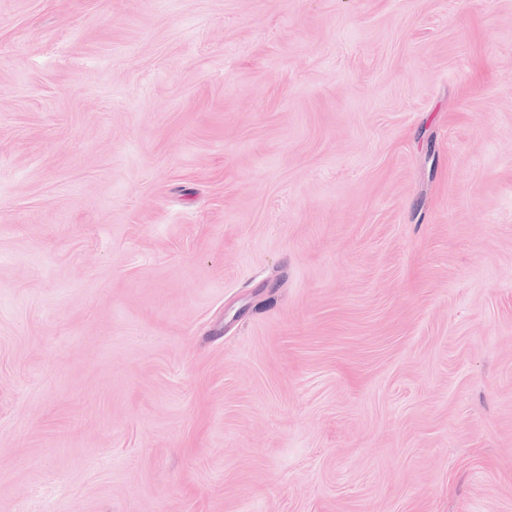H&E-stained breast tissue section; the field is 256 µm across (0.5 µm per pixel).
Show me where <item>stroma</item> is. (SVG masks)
<instances>
[{
	"instance_id": "35a3bbf8",
	"label": "stroma",
	"mask_w": 512,
	"mask_h": 512,
	"mask_svg": "<svg viewBox=\"0 0 512 512\" xmlns=\"http://www.w3.org/2000/svg\"><path fill=\"white\" fill-rule=\"evenodd\" d=\"M0 512H512V0H0Z\"/></svg>"
}]
</instances>
